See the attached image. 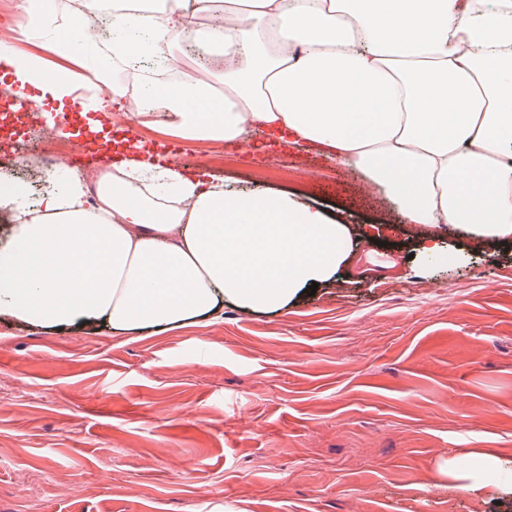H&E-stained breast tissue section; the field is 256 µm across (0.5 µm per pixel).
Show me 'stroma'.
<instances>
[{
	"label": "stroma",
	"instance_id": "35a3bbf8",
	"mask_svg": "<svg viewBox=\"0 0 512 512\" xmlns=\"http://www.w3.org/2000/svg\"><path fill=\"white\" fill-rule=\"evenodd\" d=\"M135 131L233 188L295 194L354 246L280 310L228 300L167 331L1 319L0 512H512V248L447 234L424 262L425 227L313 143ZM288 155L301 176L271 170ZM482 448L503 463L480 487L443 472Z\"/></svg>",
	"mask_w": 512,
	"mask_h": 512
}]
</instances>
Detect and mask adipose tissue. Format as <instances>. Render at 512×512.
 I'll use <instances>...</instances> for the list:
<instances>
[{"mask_svg":"<svg viewBox=\"0 0 512 512\" xmlns=\"http://www.w3.org/2000/svg\"><path fill=\"white\" fill-rule=\"evenodd\" d=\"M199 0L149 12L91 14L72 37L55 0H15L19 44L0 48L6 91L111 118L121 93L109 58L139 71L181 60L175 35L223 60L224 80L144 82L130 123L190 145L251 143L284 126L357 172L405 223L512 242V0H224L194 30ZM96 206H88L89 191ZM12 219L0 243V315L32 326L170 329L216 316L224 300L280 309L340 273L349 225L271 192L240 193L168 155L124 153L87 184L67 164L42 194H0Z\"/></svg>","mask_w":512,"mask_h":512,"instance_id":"obj_1","label":"adipose tissue"}]
</instances>
